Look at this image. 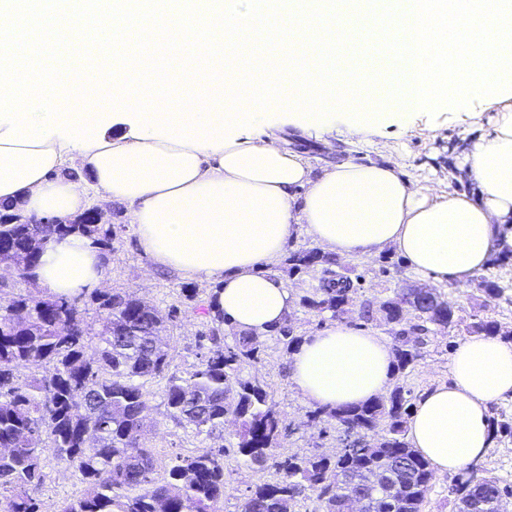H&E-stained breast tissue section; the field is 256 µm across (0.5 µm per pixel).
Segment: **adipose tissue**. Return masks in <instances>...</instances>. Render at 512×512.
<instances>
[{"label": "adipose tissue", "instance_id": "obj_1", "mask_svg": "<svg viewBox=\"0 0 512 512\" xmlns=\"http://www.w3.org/2000/svg\"><path fill=\"white\" fill-rule=\"evenodd\" d=\"M495 109L491 130L465 156L473 196L405 179L392 164L347 161L317 174L265 131L207 151L109 129L87 150L57 137L0 143V202L37 218L81 215L86 194L67 175L80 165L102 203L126 205L156 265L220 279L225 320L263 336L295 305L268 267L298 230L342 258L394 248L413 271L458 288L512 249V98ZM35 275L47 292L71 295L100 285L104 269L90 240L70 236L47 245ZM393 360L385 339L334 324L299 344L292 377L308 402L356 405L385 390ZM509 395L512 343L468 337L453 352L448 383L421 394L406 438L437 472L458 471L492 448L489 406Z\"/></svg>", "mask_w": 512, "mask_h": 512}]
</instances>
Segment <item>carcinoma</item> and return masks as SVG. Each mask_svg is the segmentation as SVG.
<instances>
[{"mask_svg": "<svg viewBox=\"0 0 512 512\" xmlns=\"http://www.w3.org/2000/svg\"><path fill=\"white\" fill-rule=\"evenodd\" d=\"M0 219V264L30 279L52 239L79 235L102 251L112 249L110 224H32L10 210ZM321 266L322 284L301 298L317 316L324 313L345 325L377 320L390 326L395 371L400 375L386 394L365 403L314 406L308 422L332 425L339 450L288 454L277 462L279 479L254 484L241 512H297L307 499L314 512H343L342 491L350 486L373 504L374 512H423L432 487L430 464L406 441L410 415L408 388L401 375L423 356L430 326L452 328L455 317L437 288H403L374 301L356 302L357 288L339 258L317 249L289 253V271ZM104 315L91 332L86 306L76 296L0 297V512H39L36 495L43 481L41 460L52 452L87 480L84 495L66 500L59 512H219L227 479L225 448H212L181 460L166 477L154 476L155 459L146 437L144 411L148 384L163 378L166 416L176 425L207 438L238 423L236 453L257 471L287 436L284 416L268 405L267 384L240 376V363L259 360L260 337L245 334L229 344L220 335L224 313L218 293L193 307L214 314L217 325L200 339L207 351L190 372L173 365L169 344L160 336L158 309L123 289L91 298ZM470 333L500 335L495 321L473 318ZM286 351L300 341L289 324L277 329ZM43 372L27 381L20 368ZM457 512H495L494 503L512 487L479 474L475 466L451 489Z\"/></svg>", "mask_w": 512, "mask_h": 512, "instance_id": "carcinoma-1", "label": "carcinoma"}]
</instances>
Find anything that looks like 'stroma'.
I'll use <instances>...</instances> for the list:
<instances>
[{
	"label": "stroma",
	"mask_w": 512,
	"mask_h": 512,
	"mask_svg": "<svg viewBox=\"0 0 512 512\" xmlns=\"http://www.w3.org/2000/svg\"><path fill=\"white\" fill-rule=\"evenodd\" d=\"M494 117V111L474 101L461 109H448L433 115L423 113L409 121L391 122L361 141L342 135L329 147L316 136L304 134L290 126L287 118L278 115L272 119V130L285 137L290 147L317 168L344 161L392 162L398 164L410 179L472 193L476 185L468 179L462 163L473 140L490 130ZM106 210L105 220L113 224L116 238L111 251L100 255L105 271L101 291L115 288L127 290L155 305L164 315L172 308H179L178 320L166 322L165 335L175 365L184 372L193 370L201 353L199 335L208 331L211 320L203 314L193 313L192 303L186 300L185 294L193 288L199 298H207L219 288V280H185L155 266L140 247L136 227L129 223L125 206L115 202L107 205ZM391 260L397 268L385 273L381 270L379 258L345 259V267L355 269L362 276L357 300H372L390 294L397 288L432 284V277L414 272L399 254H392ZM483 274L505 287L507 298L482 300L472 283L464 288H454L444 283L440 289L447 295L456 317L462 318L463 323L471 316L478 315L499 322L503 330L512 331V262L489 265ZM463 323L452 329L432 330L423 357L406 374V382L413 396H420L426 389L447 382L452 353L468 336ZM240 370L242 376L255 375L267 383L269 403L280 410L286 422L291 424L292 430L284 442V452L307 453L317 445L325 453L335 452V434L323 437L318 428L305 425L304 413L309 410L310 404L303 399L292 381L289 353L274 336L264 338L260 363L242 364ZM163 387V380L151 383L145 411L151 426L149 441L154 449L156 473L160 476L175 464L177 457L192 456L224 443L223 438L218 436L207 439L196 436L191 430L181 428L167 418L162 398ZM41 468L43 485L37 495L39 512H57L62 501L83 493L86 484L80 474L58 460L53 453L45 454ZM224 470L230 473L231 482L221 512H239L249 486L259 481L273 482L278 478L276 470L271 467L260 472L249 469L232 450L224 456Z\"/></svg>",
	"instance_id": "1"
}]
</instances>
